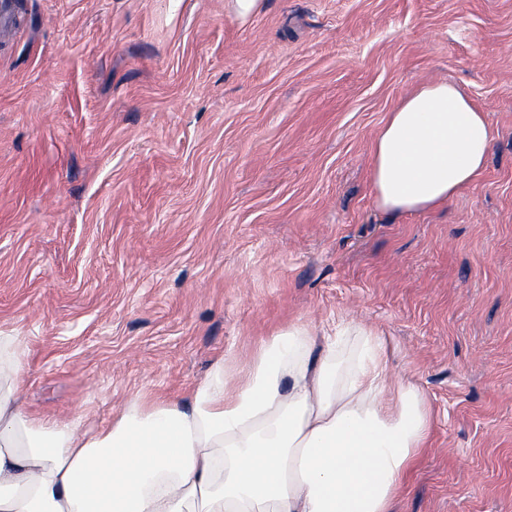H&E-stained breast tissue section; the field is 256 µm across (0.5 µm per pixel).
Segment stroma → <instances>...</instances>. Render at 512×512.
Wrapping results in <instances>:
<instances>
[{
    "label": "stroma",
    "mask_w": 512,
    "mask_h": 512,
    "mask_svg": "<svg viewBox=\"0 0 512 512\" xmlns=\"http://www.w3.org/2000/svg\"><path fill=\"white\" fill-rule=\"evenodd\" d=\"M494 141L477 182L376 208L421 85ZM378 330L432 417L393 512H512V0H0V328L33 420L180 400L288 323Z\"/></svg>",
    "instance_id": "obj_1"
}]
</instances>
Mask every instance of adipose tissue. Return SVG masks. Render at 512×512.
<instances>
[{
	"label": "adipose tissue",
	"instance_id": "ef3b65f1",
	"mask_svg": "<svg viewBox=\"0 0 512 512\" xmlns=\"http://www.w3.org/2000/svg\"><path fill=\"white\" fill-rule=\"evenodd\" d=\"M493 139L456 85H425L372 144L377 205L448 204L480 178ZM25 363L20 336L0 328V512H391L431 436L427 402L392 381L380 333L342 319L319 337L290 323L246 362L217 360L186 400L133 396L98 430L29 420Z\"/></svg>",
	"mask_w": 512,
	"mask_h": 512
}]
</instances>
